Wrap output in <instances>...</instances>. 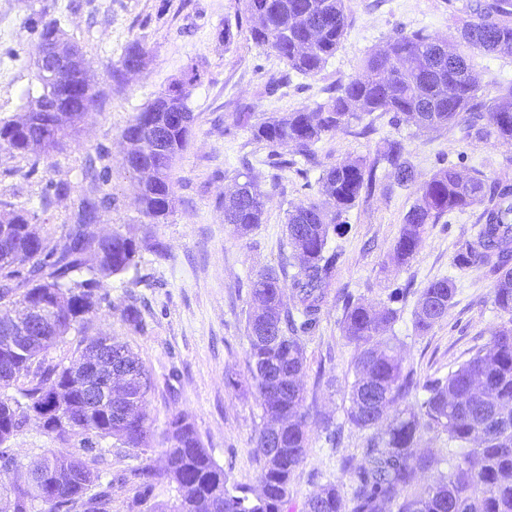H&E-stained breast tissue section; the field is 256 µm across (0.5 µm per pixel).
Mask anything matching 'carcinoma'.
<instances>
[{
  "label": "carcinoma",
  "mask_w": 512,
  "mask_h": 512,
  "mask_svg": "<svg viewBox=\"0 0 512 512\" xmlns=\"http://www.w3.org/2000/svg\"><path fill=\"white\" fill-rule=\"evenodd\" d=\"M251 19L250 38L256 46L276 53L288 70L314 76L332 57L347 31L345 0H242ZM459 38L486 54L512 50V0H486L473 9ZM46 40L65 36L58 20L40 15ZM149 50L134 42L113 68L112 79L121 84L124 70L140 68ZM199 78L190 68L182 78L148 102L124 129L130 158L124 168L138 180L143 215L152 224H165L173 213L175 195L170 172L184 152L194 122L187 101ZM68 82L83 87L92 83L83 62L73 65ZM480 83L467 57L448 53L446 42L423 33L399 32L370 53L362 71L339 85L336 95L314 108L251 123L252 113L239 112L236 125L251 129L253 137L272 147L291 144L306 162L315 159L314 146L326 134L349 127L352 121L375 112L393 114V121L411 122L421 132L462 126L477 136L512 146V82L498 86L491 97H479ZM98 103V92H78L63 105L45 91L27 95L26 122L0 125V152L11 157L35 155L49 159L66 138L75 135L83 115ZM394 170L400 185L417 183L416 199L406 213L393 246L394 258L406 264L421 246L426 226L446 213L483 206L482 227L476 240L463 243L455 265L490 266L498 275L494 305L509 315L495 326L489 342L466 362L442 378L417 379L404 370L394 353L396 337L387 335L399 320L392 304L404 299L397 288L389 303L375 308L349 295L343 299L341 330L355 345L353 380L348 385L350 424L371 431L363 459L344 465L350 475V497L340 481H329L306 502L305 512H512V184L499 180L486 190L479 176H463L443 167L416 182L404 158V146L390 140L380 154ZM150 167L153 178L143 181L138 168ZM376 163L364 160L339 164L325 171L321 193L334 209L316 201L302 202L288 212L285 235L291 254L300 257L288 268L270 267L252 283L257 306L246 318L247 361L258 395L262 424L255 434V453L262 462L260 493L228 486V477L196 431L188 415H172L165 430L166 467L160 472L147 456L150 430L147 413L130 416L128 401L116 399L112 408L88 410L75 395L70 405L71 427L53 438L62 444L81 437L85 457L47 450L28 466L27 481L13 490L14 512H112V481H102L93 454L99 441L113 439L135 451L139 463L130 469L137 489L136 503H147L157 481L164 477L176 485L178 497L170 512H285L291 477L308 448L307 415L299 381L306 357L301 336L313 331L322 307L335 284L338 253L329 247L334 235L346 232L345 215L362 193L376 188ZM109 154L87 155L83 166L86 192L71 204L67 231L56 238L35 230L39 213L50 208V194L40 200L41 210L14 208L10 221L0 224V307L10 308L46 297L60 296L55 320L34 328L32 335L47 341L42 351L26 358L0 348V461L10 458V442L23 431L35 412L53 417L56 390L83 357L82 349L66 365L45 362L43 356L71 332L83 333L101 309L104 281L137 265V243L122 234L94 238L84 233L102 212L112 208L108 181ZM236 192L224 198V223L236 235H245L262 223L267 193L245 173ZM291 291L294 308L285 305ZM455 284L448 277L434 279L419 294L413 331L426 336L448 314ZM118 368L130 376L133 393L147 395L151 375L125 344ZM423 391L418 410L404 406L406 399ZM392 414L383 430L381 418ZM445 439L462 452L448 457V474L412 496L408 489L418 475L440 460L420 455L424 437Z\"/></svg>",
  "instance_id": "carcinoma-1"
}]
</instances>
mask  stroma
<instances>
[{"label": "stroma", "mask_w": 512, "mask_h": 512, "mask_svg": "<svg viewBox=\"0 0 512 512\" xmlns=\"http://www.w3.org/2000/svg\"><path fill=\"white\" fill-rule=\"evenodd\" d=\"M470 3L347 0L349 28L341 46L321 72L304 77L287 74L275 53L253 43L251 22L239 11L238 0H0L1 122L17 119L24 93L38 88L33 65L38 33L31 20L40 11L60 19L101 95L79 135L66 139L51 159L35 162L0 153V200L34 207L47 186L59 181L69 183L72 195L79 194L86 187L81 174L85 157L104 149L112 157L107 189L115 202L89 231L117 232L139 246L137 267L104 283L111 308L92 319L85 335L66 336L46 358L68 362L86 335L101 333L127 343L153 379L146 409L148 454L156 467L164 465L167 421L182 411L231 483L256 487L260 463L254 437L261 408L248 383L245 325L250 288L260 272L289 256L284 233L288 212L300 202L321 200L318 178L324 169L355 160L376 162L384 142L398 139L419 179L442 167L490 183L512 179V147L456 127L422 133L412 124L394 123L388 113L370 116L369 133L354 123L324 136L314 147L312 164L297 160L293 146L271 149L250 129L235 124L236 113L243 110L253 112L259 122L326 101L330 89L358 74L363 58L397 32L422 30L458 49V29L473 17ZM226 27L233 34L228 43L220 37ZM137 40L150 50L145 67L123 84L113 83V65ZM466 55L482 94H494L498 82L512 80V54L470 49ZM192 64L201 78L188 99L195 115L189 144L171 171L175 210L167 223L151 224L141 215L137 185L121 164V134L144 104ZM275 151L285 166L270 164ZM377 164L376 191L362 196L347 213L349 228L333 241L340 254L336 286L321 321L302 338L309 448L292 475L288 512H304L307 499L321 485L346 480L345 462L357 464L363 458L366 433L346 418L356 348L340 329L342 296L380 305L394 289H406L403 314L393 333L404 366L421 379L446 376L467 361L502 320L493 304L496 275L485 266L460 269L454 264L459 245L478 235L479 208L446 214L429 225L414 258L397 265L392 249L416 193L414 187L397 186L388 165ZM245 171L267 192L268 201L262 224L237 237L224 222V196ZM441 277L451 278L456 288L448 314L429 335H414L419 293ZM130 305L140 310L143 329L125 321L124 310ZM327 419L342 428L339 444L326 439ZM97 453L99 469L112 481V512H146L135 506L136 489L123 478L135 464L131 451L104 442Z\"/></svg>", "instance_id": "stroma-1"}]
</instances>
